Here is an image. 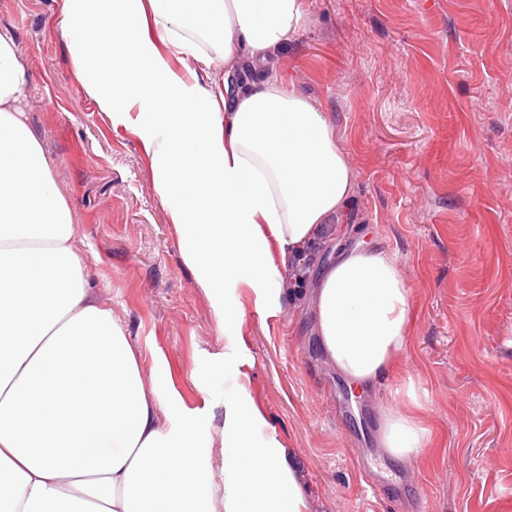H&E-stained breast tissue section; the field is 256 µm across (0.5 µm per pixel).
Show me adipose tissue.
<instances>
[{"label": "adipose tissue", "instance_id": "ef3b65f1", "mask_svg": "<svg viewBox=\"0 0 512 512\" xmlns=\"http://www.w3.org/2000/svg\"><path fill=\"white\" fill-rule=\"evenodd\" d=\"M301 0H63L76 77L133 124L183 258L237 340L248 288L276 316L295 259L342 231L355 172L328 113L276 66ZM224 69V87L201 73ZM26 71L0 33V512H302L292 465L250 400L240 355L207 378L224 400L221 485L198 419L146 389L111 310L92 295L72 210L20 108ZM321 351L371 395L403 352L411 291L395 253L360 242L316 291ZM377 442L410 460L429 443L388 409Z\"/></svg>", "mask_w": 512, "mask_h": 512}]
</instances>
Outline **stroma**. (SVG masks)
Wrapping results in <instances>:
<instances>
[{"mask_svg":"<svg viewBox=\"0 0 512 512\" xmlns=\"http://www.w3.org/2000/svg\"><path fill=\"white\" fill-rule=\"evenodd\" d=\"M63 0H0L28 83L21 108L70 204L97 302L146 387L198 416L219 480L224 401L202 381L226 341L185 263L138 136L99 111L59 29ZM278 68L328 112L357 192L336 249L398 257L412 319L396 369L353 397L320 355L311 293L267 317L243 289L247 391L286 449L303 512H512V0H302ZM430 431L410 464L376 442L380 407Z\"/></svg>","mask_w":512,"mask_h":512,"instance_id":"stroma-1","label":"stroma"}]
</instances>
